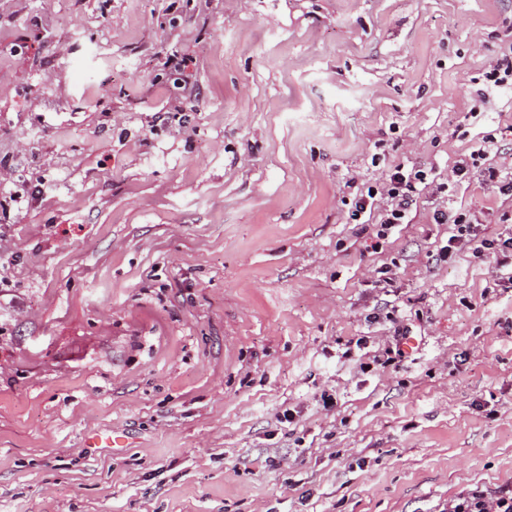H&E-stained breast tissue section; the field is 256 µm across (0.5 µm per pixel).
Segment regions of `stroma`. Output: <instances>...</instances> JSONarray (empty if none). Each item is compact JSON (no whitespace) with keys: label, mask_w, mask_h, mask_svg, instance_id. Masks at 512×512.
<instances>
[{"label":"stroma","mask_w":512,"mask_h":512,"mask_svg":"<svg viewBox=\"0 0 512 512\" xmlns=\"http://www.w3.org/2000/svg\"><path fill=\"white\" fill-rule=\"evenodd\" d=\"M509 49L512 0H0V512L512 487V287L429 221L512 232L452 180L489 136L512 165ZM397 163L449 190L374 251L349 214ZM484 79L487 83L500 86L505 83L512 84V49L503 52L494 58L484 72Z\"/></svg>","instance_id":"obj_1"}]
</instances>
